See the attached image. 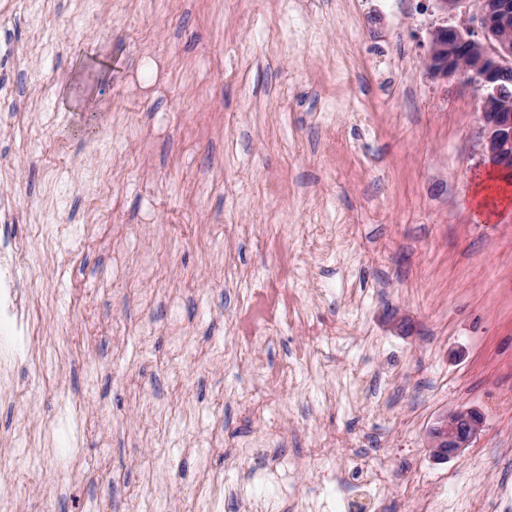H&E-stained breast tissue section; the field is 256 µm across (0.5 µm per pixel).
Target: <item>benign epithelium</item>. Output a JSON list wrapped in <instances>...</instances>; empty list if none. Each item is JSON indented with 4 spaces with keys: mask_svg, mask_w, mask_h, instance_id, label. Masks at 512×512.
Masks as SVG:
<instances>
[{
    "mask_svg": "<svg viewBox=\"0 0 512 512\" xmlns=\"http://www.w3.org/2000/svg\"><path fill=\"white\" fill-rule=\"evenodd\" d=\"M485 35L481 42L451 26L431 33L426 68L437 79L464 78L480 91L481 152L488 162L512 172V40L498 34L512 19V0H474ZM482 418L458 409L430 430L433 455L442 460L477 439Z\"/></svg>",
    "mask_w": 512,
    "mask_h": 512,
    "instance_id": "1",
    "label": "benign epithelium"
}]
</instances>
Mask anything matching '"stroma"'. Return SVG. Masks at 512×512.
<instances>
[{
	"mask_svg": "<svg viewBox=\"0 0 512 512\" xmlns=\"http://www.w3.org/2000/svg\"><path fill=\"white\" fill-rule=\"evenodd\" d=\"M438 25L483 37L471 0H0L13 512H512V204L470 206ZM357 462L387 482L312 477ZM17 257L5 254L0 259V288L4 290L2 301V314L5 318L16 315L18 318V295L15 288L16 282L13 279V267L16 265ZM482 418L474 410L458 409L440 417L430 430L431 448L438 459H448L477 439Z\"/></svg>",
	"mask_w": 512,
	"mask_h": 512,
	"instance_id": "35a3bbf8",
	"label": "stroma"
}]
</instances>
